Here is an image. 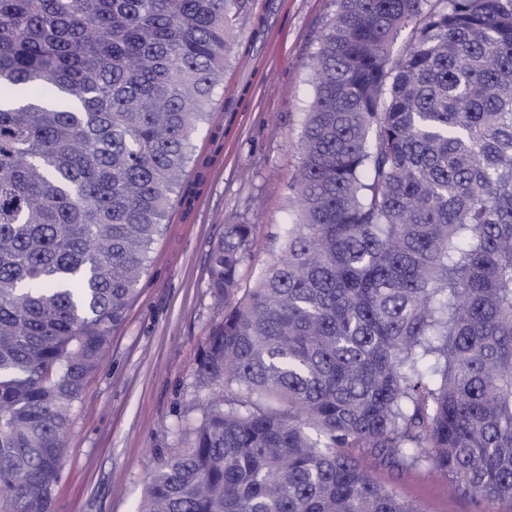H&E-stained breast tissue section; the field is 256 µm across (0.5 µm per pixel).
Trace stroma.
Masks as SVG:
<instances>
[{"instance_id":"stroma-1","label":"stroma","mask_w":512,"mask_h":512,"mask_svg":"<svg viewBox=\"0 0 512 512\" xmlns=\"http://www.w3.org/2000/svg\"><path fill=\"white\" fill-rule=\"evenodd\" d=\"M336 9V0H249L224 86L192 139L195 156L211 164L187 168L182 183L194 206L170 209L138 293L73 411L52 512H135L152 474L200 418L211 390L197 360L222 318L208 289L209 253L225 225L251 224L243 286L270 264L291 219L288 186L315 96L309 64ZM360 461L425 512H512L511 502L474 498L427 470L396 473L366 454Z\"/></svg>"}]
</instances>
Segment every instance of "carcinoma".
Here are the masks:
<instances>
[{
  "mask_svg": "<svg viewBox=\"0 0 512 512\" xmlns=\"http://www.w3.org/2000/svg\"><path fill=\"white\" fill-rule=\"evenodd\" d=\"M247 12L0 0V512H52ZM311 69L293 219L250 288L254 225L212 249L213 397L136 512H424L355 448L512 501V0H338Z\"/></svg>",
  "mask_w": 512,
  "mask_h": 512,
  "instance_id": "carcinoma-1",
  "label": "carcinoma"
}]
</instances>
